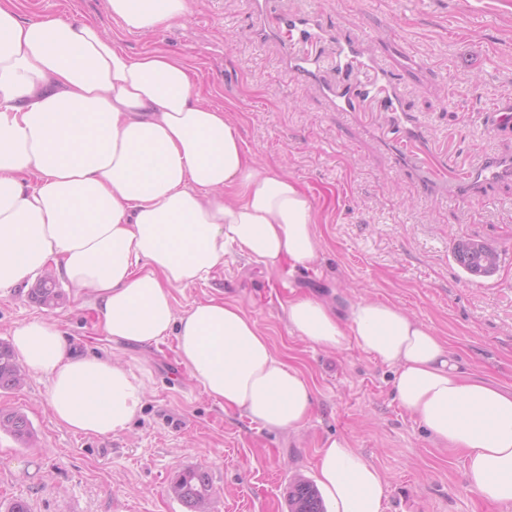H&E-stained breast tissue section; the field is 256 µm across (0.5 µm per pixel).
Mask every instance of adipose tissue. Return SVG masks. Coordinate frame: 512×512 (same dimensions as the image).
Instances as JSON below:
<instances>
[{
    "label": "adipose tissue",
    "mask_w": 512,
    "mask_h": 512,
    "mask_svg": "<svg viewBox=\"0 0 512 512\" xmlns=\"http://www.w3.org/2000/svg\"><path fill=\"white\" fill-rule=\"evenodd\" d=\"M119 33L153 35L189 0H107ZM0 0V289L56 263L108 338H174L204 392L265 428L297 431L314 388L275 354L236 302L177 312L175 288L206 282L226 256L263 271H310L322 242L304 187L261 164L184 57L136 56L94 21L37 15ZM288 330L339 350L348 341L394 368L397 400L443 447L463 452L469 488L512 512V389L460 371L446 340L403 308L289 298ZM16 358L44 382L56 421L109 436L135 419L146 386L125 364L80 353L39 317L11 330ZM328 512H384L381 471L341 438L318 451Z\"/></svg>",
    "instance_id": "obj_1"
}]
</instances>
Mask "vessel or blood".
I'll use <instances>...</instances> for the list:
<instances>
[{
	"label": "vessel or blood",
	"instance_id": "b4317fda",
	"mask_svg": "<svg viewBox=\"0 0 512 512\" xmlns=\"http://www.w3.org/2000/svg\"><path fill=\"white\" fill-rule=\"evenodd\" d=\"M276 2L258 0L256 10L284 24L282 44L294 71L321 79L323 90L337 111L360 112L374 102L390 112L387 135L425 183L441 186L447 193L465 199L472 188L512 178V159L498 158L482 159L471 170L449 175L446 167L424 148L418 127L406 124L397 83L380 61L365 53L361 39L341 35L326 38L315 12L287 13ZM480 122L489 133L512 128V103L482 112Z\"/></svg>",
	"mask_w": 512,
	"mask_h": 512
}]
</instances>
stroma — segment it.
Instances as JSON below:
<instances>
[{
    "instance_id": "stroma-1",
    "label": "stroma",
    "mask_w": 512,
    "mask_h": 512,
    "mask_svg": "<svg viewBox=\"0 0 512 512\" xmlns=\"http://www.w3.org/2000/svg\"><path fill=\"white\" fill-rule=\"evenodd\" d=\"M317 12L332 32L367 37L394 77L402 107L448 168L482 156L512 157V130L484 132L476 115L512 100V0H288ZM188 17L153 37L124 34L130 54L163 47L198 72L204 93L237 119L245 143L311 195L323 243L317 271L291 285L236 255L210 279L174 289L175 306L237 301L275 353L302 368L315 401L299 431H271L210 400L180 365L174 339L135 346L107 338L72 293L49 309L29 287L0 289V341L37 317L57 322L80 352L120 358L148 394L130 426L109 437L55 421L44 383L0 391V409L24 413L27 442L0 432V505L24 499L31 512H187L170 491L186 469L207 473L211 512H288L296 477L312 479L318 451L344 438L386 479V512H501L468 489L465 459L436 446L399 405L394 373L347 343L322 350L289 334L282 301L329 295L338 309L362 298L402 307L432 326L467 374L512 389V180L460 202L405 171L386 142L385 112H339L319 83L288 68L274 33L260 31L254 0H189ZM84 17L117 26L106 0H22L20 14ZM497 248L493 276L475 278L453 257L458 241Z\"/></svg>"
}]
</instances>
